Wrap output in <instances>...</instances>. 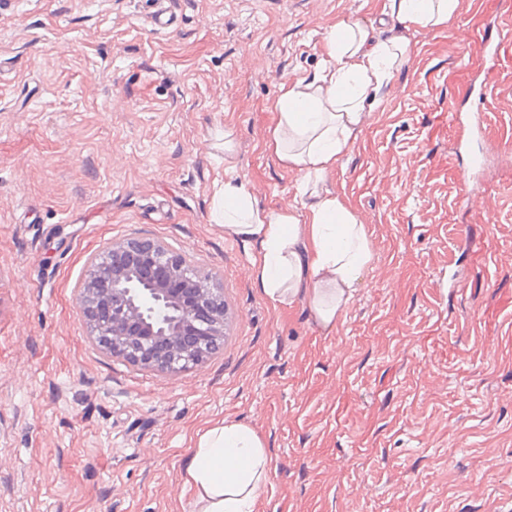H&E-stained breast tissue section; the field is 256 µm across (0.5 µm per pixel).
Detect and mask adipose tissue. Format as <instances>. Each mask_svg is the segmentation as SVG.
<instances>
[{
    "label": "adipose tissue",
    "instance_id": "1",
    "mask_svg": "<svg viewBox=\"0 0 512 512\" xmlns=\"http://www.w3.org/2000/svg\"><path fill=\"white\" fill-rule=\"evenodd\" d=\"M458 0H390L392 22L406 28L446 25ZM321 70L279 87V110L267 147L302 173L296 204L264 208L243 184L225 180L212 219L257 248L254 281L272 302L303 300L323 332H331L353 300L372 260L367 230L339 197L319 185L356 131L379 105L377 94L409 61L398 37L376 39L357 22H339L324 38ZM263 438L241 423H218L199 435L182 475L193 512H253L268 480Z\"/></svg>",
    "mask_w": 512,
    "mask_h": 512
}]
</instances>
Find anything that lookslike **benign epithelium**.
I'll list each match as a JSON object with an SVG mask.
<instances>
[{"mask_svg": "<svg viewBox=\"0 0 512 512\" xmlns=\"http://www.w3.org/2000/svg\"><path fill=\"white\" fill-rule=\"evenodd\" d=\"M76 300L95 343L159 373L176 374L205 362L230 327L216 281L152 239L102 247L89 261ZM153 301L170 309L168 322L148 316L145 305Z\"/></svg>", "mask_w": 512, "mask_h": 512, "instance_id": "benign-epithelium-1", "label": "benign epithelium"}]
</instances>
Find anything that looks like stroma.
Listing matches in <instances>:
<instances>
[{
	"label": "stroma",
	"instance_id": "obj_1",
	"mask_svg": "<svg viewBox=\"0 0 512 512\" xmlns=\"http://www.w3.org/2000/svg\"><path fill=\"white\" fill-rule=\"evenodd\" d=\"M383 3L167 0L157 28L155 0H0V512H191L184 465L223 420L267 445L256 512H512V0L403 30L408 64L320 186L372 252L335 331L271 302L212 221L228 177L294 200L266 147L279 86L338 21L389 36ZM136 237L224 290L223 347L176 375L105 353L76 304L91 256Z\"/></svg>",
	"mask_w": 512,
	"mask_h": 512
}]
</instances>
